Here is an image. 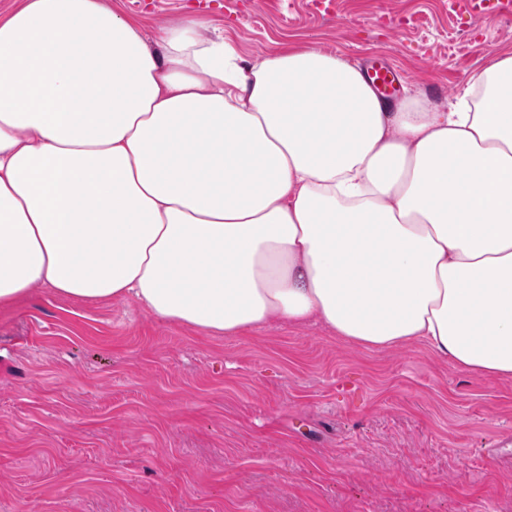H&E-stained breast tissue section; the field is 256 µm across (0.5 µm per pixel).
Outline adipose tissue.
Listing matches in <instances>:
<instances>
[{
	"label": "adipose tissue",
	"instance_id": "adipose-tissue-1",
	"mask_svg": "<svg viewBox=\"0 0 512 512\" xmlns=\"http://www.w3.org/2000/svg\"><path fill=\"white\" fill-rule=\"evenodd\" d=\"M134 298L216 335L321 323L512 380V51L446 106L308 43L243 57L105 0L0 19V308Z\"/></svg>",
	"mask_w": 512,
	"mask_h": 512
}]
</instances>
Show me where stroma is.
I'll use <instances>...</instances> for the list:
<instances>
[{
  "label": "stroma",
  "instance_id": "1",
  "mask_svg": "<svg viewBox=\"0 0 512 512\" xmlns=\"http://www.w3.org/2000/svg\"><path fill=\"white\" fill-rule=\"evenodd\" d=\"M247 60L315 43L442 104L512 48L468 0H110ZM0 512H512V381L317 324L234 337L46 287L0 310Z\"/></svg>",
  "mask_w": 512,
  "mask_h": 512
}]
</instances>
